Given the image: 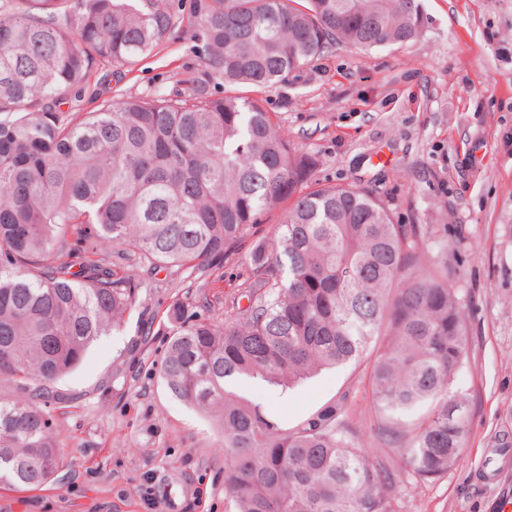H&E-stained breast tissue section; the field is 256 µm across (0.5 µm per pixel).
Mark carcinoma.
I'll use <instances>...</instances> for the list:
<instances>
[{"label": "carcinoma", "instance_id": "carcinoma-1", "mask_svg": "<svg viewBox=\"0 0 512 512\" xmlns=\"http://www.w3.org/2000/svg\"><path fill=\"white\" fill-rule=\"evenodd\" d=\"M180 30L201 59L185 91L73 105L98 66L124 71ZM422 30L421 0H196L187 16L171 0H0V382L15 391L0 397V485L38 488L63 463L37 402L132 304L114 246L189 273L249 248L248 305L215 322L175 303L160 369L217 422L235 512H399L391 488L448 474L470 429L448 244L367 189L303 190L316 158L245 96L335 45ZM344 365L363 367L366 432L345 395L290 428L235 391Z\"/></svg>", "mask_w": 512, "mask_h": 512}]
</instances>
